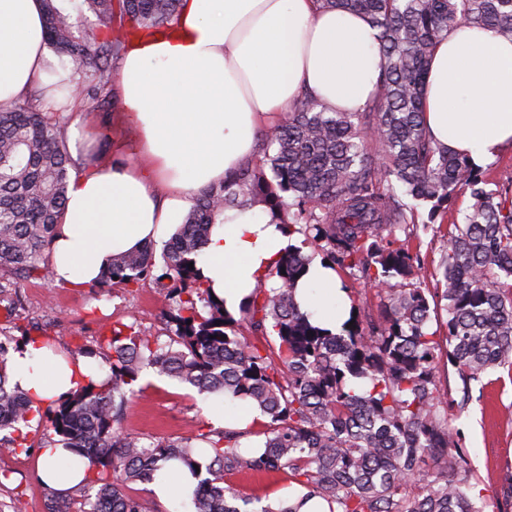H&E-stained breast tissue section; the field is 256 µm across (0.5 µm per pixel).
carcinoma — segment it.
I'll use <instances>...</instances> for the list:
<instances>
[{"label": "carcinoma", "mask_w": 512, "mask_h": 512, "mask_svg": "<svg viewBox=\"0 0 512 512\" xmlns=\"http://www.w3.org/2000/svg\"><path fill=\"white\" fill-rule=\"evenodd\" d=\"M44 34L65 80L36 91L113 99L116 60L130 42L167 36L182 0H80L75 13L42 0ZM323 9L366 17L380 29L378 94L359 112L332 111L304 94L262 137L260 154L193 198L164 245L121 253L103 286L167 280L168 342L142 333L137 320L112 327L102 354L105 378L80 384L65 400L36 404L9 381V349L0 341V452L28 447L22 427L45 423V448L60 444L90 463L96 488L88 507L46 489L45 512H151L127 492L149 484L170 460L198 478L193 512H300L317 497L328 512H479L472 463L452 417L468 410L472 384L512 369V189H488L484 170L432 141L423 89L438 38L483 26L512 39V0H317ZM72 159L60 112L32 102L0 104V301L13 300L12 276L52 279L46 249L66 202ZM473 203L448 230L438 264L415 263L408 233L416 203L430 222L458 193ZM408 197V204L402 197ZM257 206L291 244L240 304L214 298L197 262L224 212ZM311 246L327 267L384 288V310L365 315L356 298L340 331L315 326L296 302ZM275 285L267 287L268 278ZM442 285L445 344L429 331L428 278ZM246 327L266 343L240 334ZM445 350L456 388L434 373ZM144 368L200 394L250 401L267 418L259 431L197 429L144 440L121 427L133 383ZM257 436L255 446L243 440ZM443 465V483L425 480L427 462ZM286 472L303 493L293 502L254 505L224 486V476Z\"/></svg>", "instance_id": "obj_1"}]
</instances>
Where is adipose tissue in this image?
Masks as SVG:
<instances>
[{"label": "adipose tissue", "mask_w": 512, "mask_h": 512, "mask_svg": "<svg viewBox=\"0 0 512 512\" xmlns=\"http://www.w3.org/2000/svg\"><path fill=\"white\" fill-rule=\"evenodd\" d=\"M41 0H0V104L23 103L52 82ZM379 31L360 15L325 11L316 0H182L172 36L129 46L117 89L138 129L137 163L73 172L48 251L55 281L98 283L114 256L166 239L190 199L223 182L254 152L258 130L301 92L332 110L356 112L378 92ZM431 137L475 163L512 146V40L478 27L439 38L424 92ZM290 240L270 217L226 212L198 266L214 294L237 311ZM313 322L337 326L342 293L315 261L296 294ZM13 383L38 403L92 375L33 340L10 360ZM63 448H42L39 476L78 484L87 463L63 472ZM151 485L158 500L191 504L195 481L168 462Z\"/></svg>", "instance_id": "adipose-tissue-1"}]
</instances>
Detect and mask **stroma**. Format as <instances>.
<instances>
[{
	"mask_svg": "<svg viewBox=\"0 0 512 512\" xmlns=\"http://www.w3.org/2000/svg\"><path fill=\"white\" fill-rule=\"evenodd\" d=\"M87 124L86 153L99 149L101 133H108L113 161L134 160V139L128 136L130 122L122 105L108 106L83 99ZM472 200L458 195L448 205L440 224L418 228L413 244L424 260L438 257L452 224L465 220ZM16 310L0 306V339L25 336L52 344L65 356L76 359L86 349H98L101 337L111 335L117 323L137 320L141 331L164 336V313L168 301L161 284L146 282L138 291L120 286L74 288L64 283L34 277L16 280ZM143 392L132 399L122 422L124 431L153 437H176L197 428L213 427L218 416L231 412V405L198 395L177 380L142 372L138 381ZM468 448L480 495L482 512H498L504 489L512 485V371L499 368L489 372L472 391L466 413L454 422ZM44 433L41 424H31L29 438L34 448L0 455V512H45V485L37 474L40 450L36 443ZM226 486L277 502L297 486L285 473L270 475L234 474L225 476Z\"/></svg>",
	"mask_w": 512,
	"mask_h": 512,
	"instance_id": "1",
	"label": "stroma"
}]
</instances>
